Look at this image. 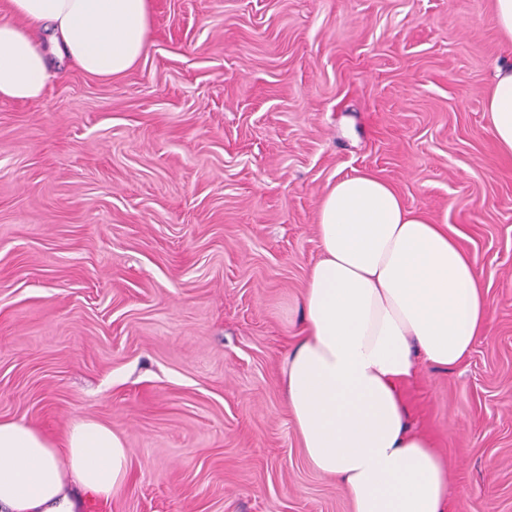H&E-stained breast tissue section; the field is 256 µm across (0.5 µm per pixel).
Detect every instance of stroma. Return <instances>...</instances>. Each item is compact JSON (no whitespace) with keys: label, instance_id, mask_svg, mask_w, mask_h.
I'll return each mask as SVG.
<instances>
[{"label":"stroma","instance_id":"35a3bbf8","mask_svg":"<svg viewBox=\"0 0 512 512\" xmlns=\"http://www.w3.org/2000/svg\"><path fill=\"white\" fill-rule=\"evenodd\" d=\"M492 0H152L117 80L0 101V420L112 428L85 512H351L282 391L320 202L369 172L476 256L486 336L421 364L410 424L448 512H512V162L485 107Z\"/></svg>","mask_w":512,"mask_h":512}]
</instances>
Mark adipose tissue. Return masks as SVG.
Segmentation results:
<instances>
[{"instance_id":"adipose-tissue-1","label":"adipose tissue","mask_w":512,"mask_h":512,"mask_svg":"<svg viewBox=\"0 0 512 512\" xmlns=\"http://www.w3.org/2000/svg\"><path fill=\"white\" fill-rule=\"evenodd\" d=\"M0 20V101L36 103L69 58L102 80L146 54L151 0H6ZM486 108L512 160V63L496 67ZM321 257L307 271L301 322L282 385L312 468L341 484L352 512H447L448 475L408 424L404 386L420 363L453 369L485 336L490 305L477 261L447 225L407 208L363 172L324 195ZM121 436L82 419L55 441L0 421V512H75L68 492L106 499L129 479Z\"/></svg>"}]
</instances>
